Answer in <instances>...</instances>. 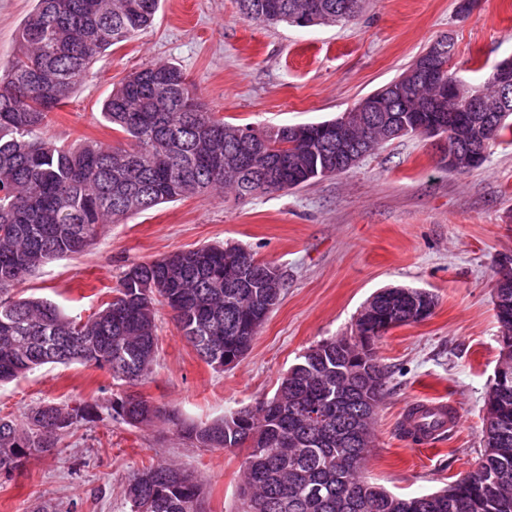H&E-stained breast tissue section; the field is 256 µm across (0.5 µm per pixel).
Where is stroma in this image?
<instances>
[{"mask_svg":"<svg viewBox=\"0 0 512 512\" xmlns=\"http://www.w3.org/2000/svg\"><path fill=\"white\" fill-rule=\"evenodd\" d=\"M34 0H0V64L19 51ZM363 0L347 23L301 27L243 18L237 0H161L152 27L100 55L47 138L65 145L119 141L103 100L149 65L183 70L225 121L255 126L330 120L399 76L436 39L455 42L453 63L470 87L512 56V0ZM241 246L282 268L286 285L245 358L217 370L181 337L168 310L157 321L158 355L137 391L164 414L132 428L102 413L51 452L0 475V512H121L131 474L160 456L200 477L205 512H237L245 454L197 447L170 414L204 423L271 398L280 377L319 341L355 331L378 289L435 294L423 322L390 329L375 345L387 370L365 476L399 496L438 491L474 469L484 451L489 382L500 358L493 286L512 259V136L487 160L448 171L433 139L382 144L348 172L288 192L239 199L192 196L106 225L82 256L52 261L23 284L26 294L89 315L131 264L204 244ZM125 385L92 365H46L0 384V415L23 417L41 402L104 403ZM416 401L457 404L452 433L418 445L401 417Z\"/></svg>","mask_w":512,"mask_h":512,"instance_id":"stroma-1","label":"stroma"}]
</instances>
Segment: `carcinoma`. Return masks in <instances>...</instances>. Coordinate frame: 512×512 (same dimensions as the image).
<instances>
[{
  "label": "carcinoma",
  "mask_w": 512,
  "mask_h": 512,
  "mask_svg": "<svg viewBox=\"0 0 512 512\" xmlns=\"http://www.w3.org/2000/svg\"><path fill=\"white\" fill-rule=\"evenodd\" d=\"M19 34L20 50L0 67V383L47 364L94 365L115 381L134 387L152 373L158 352L157 315L171 311L180 335L208 365L224 368V355L240 361L262 324L251 314L263 309L264 288H227V264L242 260L247 279L267 262L242 247L202 245L150 262L134 263L112 289V298L86 318L72 316L16 288L46 264L92 248L103 229L160 204L230 188L241 198L288 191L335 169L336 147L327 146L310 124L251 127L252 146L239 138L241 125L224 121L201 101L197 88L171 64L128 75L104 101L101 115L123 134L117 144H59L43 136L50 116L67 103L93 61L153 22L160 0H35ZM242 16L276 24L295 22L312 0H237ZM319 23L349 21L360 0H317ZM494 66L481 96L494 109L501 99ZM404 89L400 111L424 117L459 112L464 98L443 95L413 79L412 68L370 94L383 98ZM393 106L375 114L355 105L346 144L367 156L390 141L386 123ZM508 116L487 128L463 115L449 130L452 142L483 141L491 147L505 132ZM288 173L271 179L281 144ZM253 151L250 169L238 167ZM496 318L512 336V266ZM435 296L420 288H384L368 301L389 310L398 325L416 322L414 299ZM385 374L372 347L356 336L321 341L281 379L275 395L204 426L177 422V430L203 448L247 451L241 496L243 512L263 501L264 512H512V398L496 410L484 430V453L476 468L447 489L414 497L394 495L364 476L370 442L357 436L371 428L384 397ZM108 407L136 427L162 410L137 394ZM317 408L326 419L310 426ZM99 417L98 404L45 402L20 424L0 416V472L19 468L33 455L58 447L78 424ZM126 512H202L198 479L167 460H151L129 478Z\"/></svg>",
  "instance_id": "carcinoma-1"
}]
</instances>
